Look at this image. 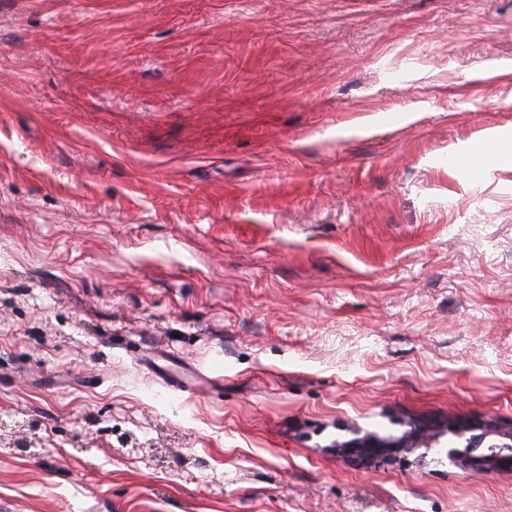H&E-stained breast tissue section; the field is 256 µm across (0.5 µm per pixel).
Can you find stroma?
<instances>
[{
  "instance_id": "stroma-1",
  "label": "stroma",
  "mask_w": 512,
  "mask_h": 512,
  "mask_svg": "<svg viewBox=\"0 0 512 512\" xmlns=\"http://www.w3.org/2000/svg\"><path fill=\"white\" fill-rule=\"evenodd\" d=\"M0 417V512H512L336 454L512 424V0H0ZM496 150L497 139L493 134H489L486 137L485 142L462 152V154L470 156L448 154V167H463L471 170L474 164V161L471 157L473 156L476 161V165L472 172H481L488 166L490 162L494 161ZM437 440L436 429L415 426L397 439L382 441L373 436H363L345 441L336 448V454L364 462L388 460L409 451L420 443L431 445Z\"/></svg>"
}]
</instances>
